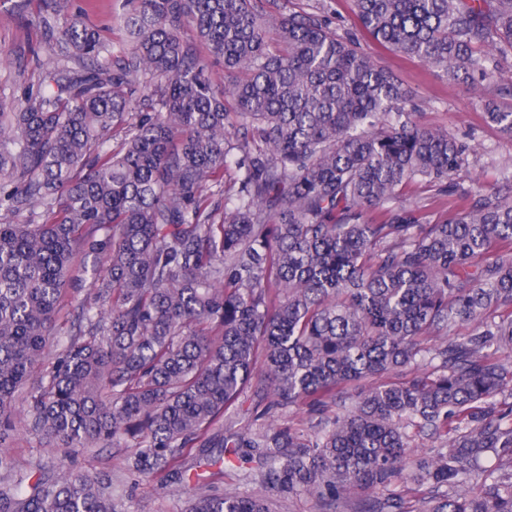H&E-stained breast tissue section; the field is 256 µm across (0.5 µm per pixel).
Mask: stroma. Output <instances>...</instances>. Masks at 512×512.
<instances>
[{"mask_svg":"<svg viewBox=\"0 0 512 512\" xmlns=\"http://www.w3.org/2000/svg\"><path fill=\"white\" fill-rule=\"evenodd\" d=\"M125 0H73L74 11L97 29L112 50L124 46L119 30ZM295 7H321L332 19L337 34L357 38L361 48L381 66L391 70L413 93L422 125L447 130L468 148L465 163L455 180L463 191H477L495 184L512 172V137L500 133L483 118L484 102L491 99L502 108L512 107V49L498 53L494 77L481 94L449 81L436 68L399 58L377 46L361 29L351 0H293ZM38 0H0V51L9 55L0 65V88L21 93L37 86L52 57L44 48L42 30L36 22ZM26 407L16 406L15 435L4 448L16 461L21 475H54L68 469L104 473L112 478L118 512H186L188 495L166 488L163 473L144 480L126 471L122 452L113 448H48L26 428Z\"/></svg>","mask_w":512,"mask_h":512,"instance_id":"stroma-1","label":"stroma"}]
</instances>
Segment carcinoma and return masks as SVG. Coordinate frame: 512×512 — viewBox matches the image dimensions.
Wrapping results in <instances>:
<instances>
[{
  "label": "carcinoma",
  "mask_w": 512,
  "mask_h": 512,
  "mask_svg": "<svg viewBox=\"0 0 512 512\" xmlns=\"http://www.w3.org/2000/svg\"><path fill=\"white\" fill-rule=\"evenodd\" d=\"M41 3L56 64L0 100V210L30 213L0 222V442L24 394L43 443L128 451L131 473L195 489L189 512H270L221 488L226 454L325 512L354 486L382 491L355 512H512V175L458 193L466 146L418 124L411 92L320 10L127 0L131 51L109 58L71 0ZM353 3L378 45L473 90L512 48V0ZM484 119L512 135V109ZM421 182L462 204L430 220L405 199ZM246 396L257 419L306 405L321 429L224 434ZM413 429L438 444L412 457ZM14 472L1 450L0 512H115L106 478ZM402 479L428 486L414 509ZM182 36L185 41L196 45L198 53L205 57V62L208 67L211 79L216 84H223L224 82V66L222 63L215 61L213 58L208 57L204 49L196 43L195 31L192 26L187 25L182 31ZM89 276L87 282L84 284V288H81L78 290V292H75L72 288H66L65 289V302L66 306L64 310L61 313L59 322H58V330L55 336H67L68 331L70 330V321L72 317V310L73 308L82 301L87 294L92 292V288L89 287ZM72 302V304H71ZM54 336V337H55Z\"/></svg>",
  "instance_id": "cac0c4a2"
}]
</instances>
